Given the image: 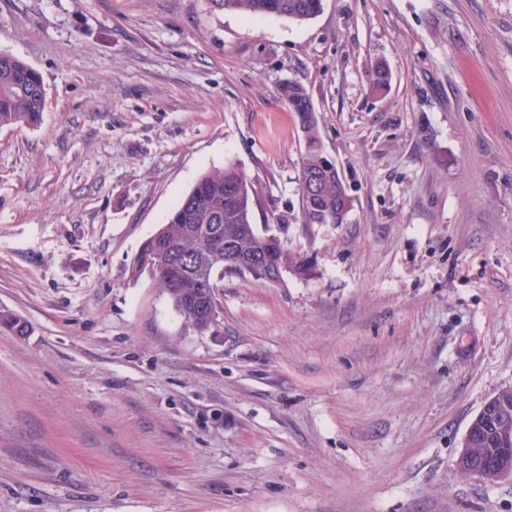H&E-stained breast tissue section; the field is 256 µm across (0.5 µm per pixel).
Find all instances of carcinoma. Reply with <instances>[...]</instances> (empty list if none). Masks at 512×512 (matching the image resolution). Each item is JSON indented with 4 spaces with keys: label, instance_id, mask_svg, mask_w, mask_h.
Instances as JSON below:
<instances>
[{
    "label": "carcinoma",
    "instance_id": "carcinoma-1",
    "mask_svg": "<svg viewBox=\"0 0 512 512\" xmlns=\"http://www.w3.org/2000/svg\"><path fill=\"white\" fill-rule=\"evenodd\" d=\"M219 11H239L257 16L284 17L304 22L316 17L323 0H211ZM281 97L297 120L310 111L311 98L302 85L288 82L281 86ZM46 90L40 74L21 58L0 52V127L37 126L44 112ZM305 152L301 175L322 172L324 161L318 135V123L304 127ZM321 210H311L300 199L305 224H327L340 211L350 206L343 180L334 173H324L319 187ZM255 196L251 181L235 165L202 174L194 187L171 209L164 224L145 240L135 255L130 277L152 279L163 288L175 308L189 316L190 307L204 280L213 279L218 271L232 274L236 264L233 256L225 257L220 266L207 265L205 239L210 229L218 227L226 237L235 238L246 224L254 223ZM242 252L269 248L263 232L239 240ZM286 264L294 267L298 277H308L310 268L301 256L282 248Z\"/></svg>",
    "mask_w": 512,
    "mask_h": 512
}]
</instances>
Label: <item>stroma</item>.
I'll use <instances>...</instances> for the list:
<instances>
[{
  "instance_id": "obj_1",
  "label": "stroma",
  "mask_w": 512,
  "mask_h": 512,
  "mask_svg": "<svg viewBox=\"0 0 512 512\" xmlns=\"http://www.w3.org/2000/svg\"><path fill=\"white\" fill-rule=\"evenodd\" d=\"M1 50L46 103L0 127V512H512L456 467L512 384V0H0ZM289 81L344 223L302 221ZM230 163L313 271L225 275L201 334L129 266ZM219 11H239L257 16L284 17L304 22L316 17L323 0H210ZM280 95L282 99L287 103L290 112H293L298 124L305 112H310L311 98L306 88L302 85L288 82L281 86Z\"/></svg>"
}]
</instances>
